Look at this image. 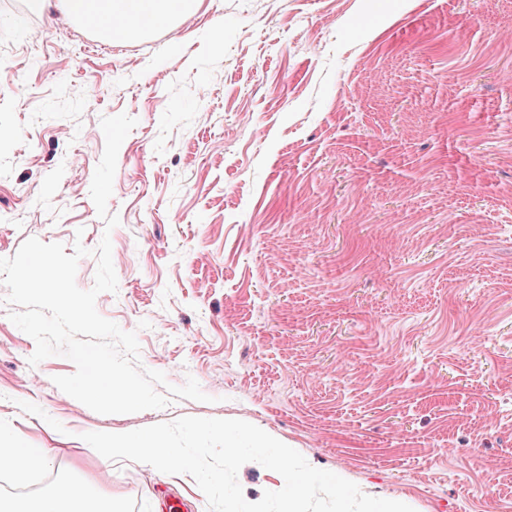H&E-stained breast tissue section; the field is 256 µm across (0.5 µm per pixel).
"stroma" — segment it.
Instances as JSON below:
<instances>
[{
    "label": "stroma",
    "mask_w": 512,
    "mask_h": 512,
    "mask_svg": "<svg viewBox=\"0 0 512 512\" xmlns=\"http://www.w3.org/2000/svg\"><path fill=\"white\" fill-rule=\"evenodd\" d=\"M0 0V257L110 237L101 316L139 364L209 402L101 415L30 365L0 283V448L29 480L124 512H208L193 477L83 438L183 416L240 419L414 512H512V0H194L123 54L78 53L64 15ZM79 81L87 91L67 92ZM122 143L106 230L90 197L100 120ZM9 449L7 468L15 479L22 482L27 478L28 472L33 464L47 462L50 451L47 448H24L17 446Z\"/></svg>",
    "instance_id": "obj_1"
}]
</instances>
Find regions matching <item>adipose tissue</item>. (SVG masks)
I'll use <instances>...</instances> for the list:
<instances>
[{"mask_svg":"<svg viewBox=\"0 0 512 512\" xmlns=\"http://www.w3.org/2000/svg\"><path fill=\"white\" fill-rule=\"evenodd\" d=\"M193 0H58L70 18L121 40L166 24L187 12ZM87 491L74 483L60 484L52 494L18 508L0 500V512H85Z\"/></svg>","mask_w":512,"mask_h":512,"instance_id":"1","label":"adipose tissue"}]
</instances>
